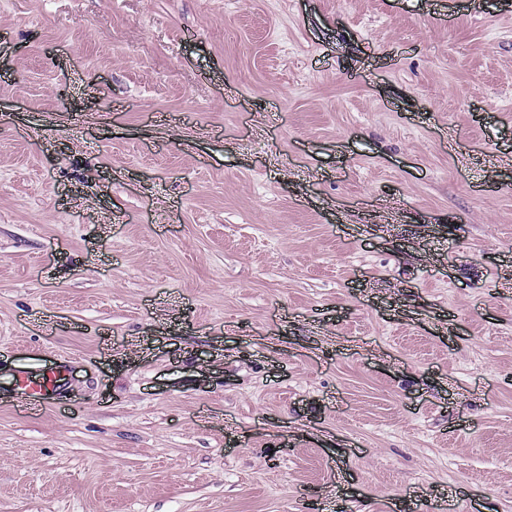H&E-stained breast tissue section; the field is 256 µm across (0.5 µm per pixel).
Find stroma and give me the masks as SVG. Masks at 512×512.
I'll return each instance as SVG.
<instances>
[{"mask_svg": "<svg viewBox=\"0 0 512 512\" xmlns=\"http://www.w3.org/2000/svg\"><path fill=\"white\" fill-rule=\"evenodd\" d=\"M484 2L0 0V512H512ZM66 374V366L61 364L24 365L15 370L9 381L2 385L8 386L7 389L21 400V406H25L26 410L47 408L53 404L65 385L63 381Z\"/></svg>", "mask_w": 512, "mask_h": 512, "instance_id": "stroma-1", "label": "stroma"}]
</instances>
